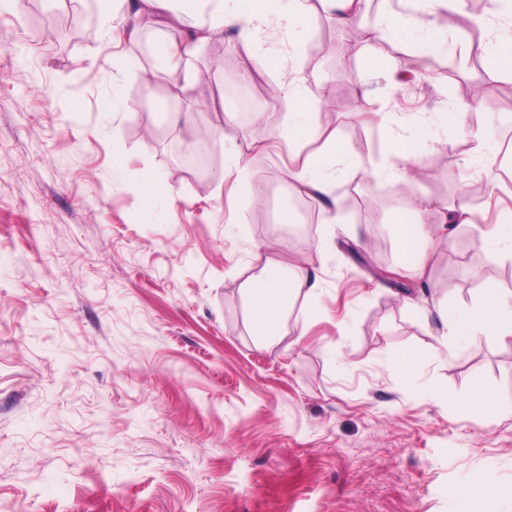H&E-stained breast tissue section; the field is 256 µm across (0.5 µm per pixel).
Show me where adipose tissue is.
<instances>
[{"label":"adipose tissue","instance_id":"obj_1","mask_svg":"<svg viewBox=\"0 0 512 512\" xmlns=\"http://www.w3.org/2000/svg\"><path fill=\"white\" fill-rule=\"evenodd\" d=\"M251 13L242 8H230L226 0H131L129 8L137 28L161 25L172 31V38L160 39L156 54L160 73L179 69L181 64L190 62L206 44L223 39L225 34H236L246 43H256L268 36L271 27L263 9V0H253ZM405 10L389 9L376 17L374 26L383 31L393 27L412 28L426 31L421 46L424 53L441 55L449 48H456L461 55H470L473 44L461 39L456 45H449L446 37L437 27L434 17L438 11L467 16L470 25L488 34H495L496 40L485 53L491 63L512 67V36H498L499 28L512 25V7L501 10L491 9L481 15H468L467 0H404ZM304 51L296 45H289L283 57L288 70L287 77L275 89L274 98L285 110L284 125L277 132L278 137L287 139L293 147H300L302 139L318 138L322 145L319 152L300 160L293 173L291 191L294 197L318 202L330 201L328 223H340L342 216L336 194L339 183L348 172L375 170L387 180L402 177L409 167L420 164L423 151L418 142L390 138L387 146V161L375 166L352 145L344 142L337 130L320 120L314 108L316 95L306 83L304 76ZM305 111V122H298V111ZM437 203L429 197H421L410 204H396L392 208V232L403 269L424 274L426 260L433 249L434 236L446 233L448 225L466 224L471 211L467 205L446 209L442 224L428 223V216L436 209ZM302 267L287 262L264 263L258 274L246 282L245 290L252 305V322L257 336L263 342L271 343L282 336L288 315L298 295L314 299L315 288L304 287ZM439 340L447 357H455L457 349L449 345V338L465 340L479 332L494 335L505 344L512 343V306L507 305L504 296L488 292L469 310L454 312L442 307L438 310Z\"/></svg>","mask_w":512,"mask_h":512}]
</instances>
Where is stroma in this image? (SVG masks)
<instances>
[{
    "label": "stroma",
    "instance_id": "1",
    "mask_svg": "<svg viewBox=\"0 0 512 512\" xmlns=\"http://www.w3.org/2000/svg\"><path fill=\"white\" fill-rule=\"evenodd\" d=\"M122 24L99 0L0 5V512H448L489 472L498 483L473 512H512V417L479 403L512 397V347L480 332L447 360L434 325L397 301L462 311L485 289L512 292V259L479 242L512 213V73L426 67L396 88L366 62L404 65L420 33L341 31L313 14L298 38L336 41L307 58L323 120L377 163L392 133L426 147L397 181L347 174L342 221L326 224L289 198L296 165L270 136L284 121L264 108L278 40L261 46L271 70L246 84L235 40L220 60L201 49L187 96L181 74L154 77V31L105 44ZM477 87L469 129L434 144L427 126L390 131L363 110L368 90L384 111L437 119ZM118 91L129 108L113 109ZM217 98L234 119L198 111ZM172 112L213 130L206 170L176 161L189 138ZM475 128L501 149L492 172L469 164ZM230 145L244 152L231 172ZM423 193L471 198L472 221L436 238L420 279L397 267L391 207ZM287 203L306 233L279 223ZM258 254L318 281L271 347L243 290ZM402 351L421 360L409 379L391 362Z\"/></svg>",
    "mask_w": 512,
    "mask_h": 512
}]
</instances>
